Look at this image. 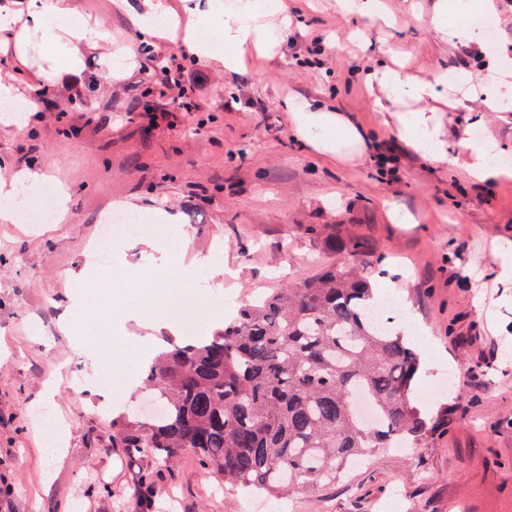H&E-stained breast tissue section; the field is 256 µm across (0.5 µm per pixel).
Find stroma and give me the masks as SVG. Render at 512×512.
Wrapping results in <instances>:
<instances>
[{
    "instance_id": "stroma-1",
    "label": "stroma",
    "mask_w": 512,
    "mask_h": 512,
    "mask_svg": "<svg viewBox=\"0 0 512 512\" xmlns=\"http://www.w3.org/2000/svg\"><path fill=\"white\" fill-rule=\"evenodd\" d=\"M410 1L383 0L396 25L362 20L357 46L336 0H282L293 20L282 42L268 55L251 52L235 72L189 52L178 31L135 39L112 0H70L72 19L104 34L84 50L75 80L49 75L37 49L23 63L14 42H0V81L40 107L24 132L0 125V179L43 171L36 189L49 208L45 187L68 191L65 222L0 223V501L9 512H130L138 469L112 447V418L153 402L140 368L164 336H181L182 318L206 336L243 301L315 275L333 258L332 235L371 243L372 284L396 301L394 328L418 341L415 399L429 413L447 410L448 432L407 454L369 452L338 481L279 500L235 489L187 453L158 481L151 512H377L395 492L405 512H512V287L493 255L512 242V177L475 182L395 137L380 90L365 82L386 47L421 77L454 64L474 83L488 78L484 60L431 27L434 0H414L413 13ZM317 35L336 42L315 67L297 66ZM128 46L135 55L122 70L115 53ZM174 57L189 73L185 96L206 107L173 126L149 124L143 111L162 106L153 87ZM292 96L345 113L365 147L340 162L304 148L284 106ZM435 107L450 153L475 121L512 152V105ZM387 147L396 159L379 165ZM390 203L419 223H390ZM115 211L163 217L165 241L118 238L111 263H93L92 245ZM313 224L324 236L310 235ZM211 252L223 274L197 269L196 296L182 303L170 275L176 259ZM91 269L112 294L79 297ZM135 272L164 286L161 321L138 329L127 373L111 387L75 386L74 375L95 373L97 362L72 351L64 326L101 335L97 308L113 305L120 319L140 303L129 290Z\"/></svg>"
}]
</instances>
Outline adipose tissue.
I'll list each match as a JSON object with an SVG mask.
<instances>
[{
	"label": "adipose tissue",
	"mask_w": 512,
	"mask_h": 512,
	"mask_svg": "<svg viewBox=\"0 0 512 512\" xmlns=\"http://www.w3.org/2000/svg\"><path fill=\"white\" fill-rule=\"evenodd\" d=\"M187 11L199 19L218 18L223 47H216L210 41L198 36L196 30H186L184 42L194 55L213 60L225 70H237L244 49L249 45H279L286 30L285 25L273 24V17L280 12L279 0H187ZM68 0H29L25 31L16 35L15 41L20 57H27L28 35L39 36L45 46L66 44L68 72L80 69L81 45L94 46L102 40L100 30L80 26L69 30L67 35L56 32L52 19L68 13ZM494 13L492 0H435L430 23L440 34L457 40L464 46L484 53L488 57L487 68L497 74V81L481 86V94L488 108L503 106L507 96L501 91V79L512 76V62L491 50L485 43L479 25L473 24V17L490 16ZM385 92L388 102L400 103L403 98L412 99L416 108L395 115L394 130L397 139L420 157L439 164H452L461 168L468 177L480 181H493L503 176H512V168L500 161L498 143L489 137H470L465 141L466 152L461 156L448 153L441 121L432 108V101L438 100L442 92L451 87L463 88L458 101L459 107H467L472 94L465 87L471 82L469 73L458 68H441L430 79L414 77L405 65L381 66L367 74ZM286 107L293 115L294 131L297 138L321 156L342 160L350 149L362 143V135L344 114L319 103L291 98Z\"/></svg>",
	"instance_id": "obj_1"
}]
</instances>
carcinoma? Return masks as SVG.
Here are the masks:
<instances>
[{
	"instance_id": "obj_1",
	"label": "carcinoma",
	"mask_w": 512,
	"mask_h": 512,
	"mask_svg": "<svg viewBox=\"0 0 512 512\" xmlns=\"http://www.w3.org/2000/svg\"><path fill=\"white\" fill-rule=\"evenodd\" d=\"M344 260L241 305L200 341L156 354L145 371L165 412L112 418V447L142 464L132 512H149L158 475L186 451L247 492L315 491L355 457L401 441L422 444L449 427L413 402L414 342L378 322L365 272L370 244L332 240ZM374 405L368 427L355 395Z\"/></svg>"
}]
</instances>
